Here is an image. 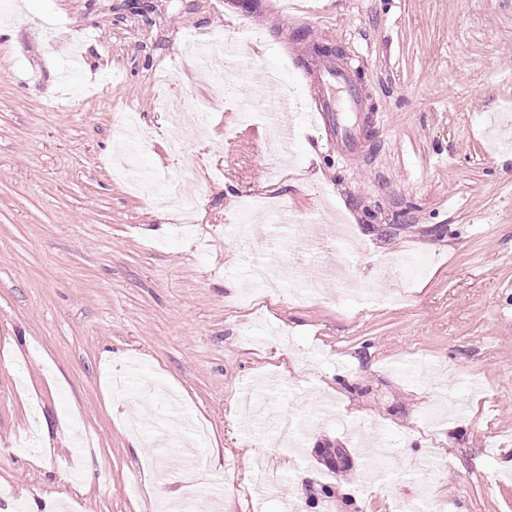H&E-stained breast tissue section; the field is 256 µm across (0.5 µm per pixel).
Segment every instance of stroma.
I'll list each match as a JSON object with an SVG mask.
<instances>
[{
    "label": "stroma",
    "mask_w": 512,
    "mask_h": 512,
    "mask_svg": "<svg viewBox=\"0 0 512 512\" xmlns=\"http://www.w3.org/2000/svg\"><path fill=\"white\" fill-rule=\"evenodd\" d=\"M237 0H8L0 25V512L55 492L59 512H162L197 491L195 512H252L249 472L279 477L264 512H512V0H295L311 20L241 27ZM57 29L47 43L44 29ZM242 42L246 79L223 105L211 78L179 69L187 33ZM356 56L377 113L358 157L296 113L279 154L265 111L300 88L283 47ZM149 137L114 166L125 113ZM169 126L157 123L161 113ZM183 149L171 151V138ZM180 181L197 215L177 223L152 189ZM263 200L235 228L242 200ZM348 225L332 244L388 302L333 286L299 304H238L245 255L278 263V209ZM277 382L268 406L298 417L330 396L336 417L301 451L241 389ZM176 390L205 439L196 470L158 444L153 394ZM446 419L425 426V411ZM138 495H130L131 484Z\"/></svg>",
    "instance_id": "1"
}]
</instances>
